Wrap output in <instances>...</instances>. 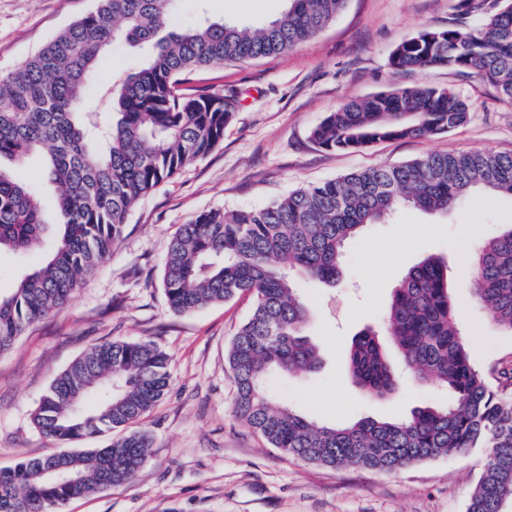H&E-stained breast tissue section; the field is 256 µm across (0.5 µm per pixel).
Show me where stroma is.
<instances>
[{"label":"stroma","mask_w":512,"mask_h":512,"mask_svg":"<svg viewBox=\"0 0 512 512\" xmlns=\"http://www.w3.org/2000/svg\"><path fill=\"white\" fill-rule=\"evenodd\" d=\"M463 0H348L335 21L275 57L232 62L188 76L222 91L237 109L224 140L128 213L123 237L73 298L0 354V468L65 451L32 417L52 381L92 345L150 341L169 356L164 397L136 424L153 437L150 455L126 484L71 499L62 512H466L486 461L484 449L413 464L393 473L306 463L267 447L234 415L230 342L248 317V296L178 314L165 299L162 262L182 224L210 209L260 208L292 190L360 168L395 165L431 153H512V104L477 78L448 69L397 70L393 48L428 28L478 27L497 0L466 11ZM98 0H0V73L26 61L58 32L96 10ZM285 0H178L172 21L201 16L259 26ZM428 84L450 88L471 111L461 125L429 137L378 142L354 152L320 148L312 130L351 99ZM512 223V197L458 204L445 213L403 207L369 224L344 249L343 274L327 287L301 277L312 310L306 333L321 366L308 376H270L274 406L289 405L329 424L401 420L447 402L436 386L401 377L392 395L356 387L346 358L353 336L381 327L405 271L435 255L448 263L456 318L471 336L475 367L495 381L512 366V333L472 302L463 240L498 235ZM55 240L27 254L0 255V291L36 267Z\"/></svg>","instance_id":"35a3bbf8"}]
</instances>
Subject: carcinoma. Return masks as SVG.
I'll return each mask as SVG.
<instances>
[{
  "instance_id": "carcinoma-1",
  "label": "carcinoma",
  "mask_w": 512,
  "mask_h": 512,
  "mask_svg": "<svg viewBox=\"0 0 512 512\" xmlns=\"http://www.w3.org/2000/svg\"><path fill=\"white\" fill-rule=\"evenodd\" d=\"M99 2L33 57L0 74V161L20 163L39 153L56 187L50 224L36 192L0 168V255L36 249L50 231L57 236L39 267L0 296V354L71 300L122 238L126 216L141 198L224 139L236 106L221 93L187 86L184 75L291 50L334 21L347 0H286L285 10L259 27L205 19L181 29L170 22L176 0ZM116 40L147 48L148 60L111 79L112 120L101 126L78 107L92 93L102 52ZM396 49L397 70L472 74L512 102V0H503L474 30L426 29ZM468 112L467 101L449 88L395 89L344 103L311 137L325 150L356 151L448 131ZM477 189L512 196V153L429 154L301 187L260 208L204 211L182 225L162 267L170 308L182 314L244 294L253 299L227 353L235 416L284 455L333 468L392 472L484 448L486 464L468 512H503L512 502V371H501L493 387L475 368L441 259L426 257L408 268L393 290L383 332L366 328L352 339L349 369L368 394L394 393L385 335L417 378L449 391L445 406L417 408L398 421L339 426L290 407L272 408L265 387L274 373L306 375L320 364L305 335L310 309L281 261L334 284L343 273L345 244L361 227L402 206L446 212ZM475 252L473 298L512 333V224ZM169 381L168 357L151 341L87 349L51 383L33 424L64 443L115 437L103 448L1 469L0 512H61L72 498L130 482L152 439L124 430L158 403Z\"/></svg>"
}]
</instances>
